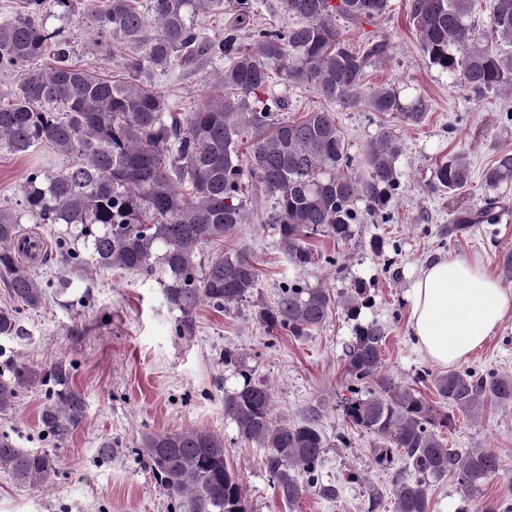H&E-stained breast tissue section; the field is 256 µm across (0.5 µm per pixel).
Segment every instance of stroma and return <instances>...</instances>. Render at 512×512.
I'll use <instances>...</instances> for the list:
<instances>
[{
  "label": "stroma",
  "instance_id": "1",
  "mask_svg": "<svg viewBox=\"0 0 512 512\" xmlns=\"http://www.w3.org/2000/svg\"><path fill=\"white\" fill-rule=\"evenodd\" d=\"M391 3L383 18L345 30L344 36L359 51L369 40L384 39L387 55L367 69L366 87L388 83L400 87L405 96H422L429 104L427 116L413 126L361 107L337 115L355 158H362L381 125L393 127L400 138L402 184L389 206V223L375 224L365 217L354 225L348 241L308 239L322 260L299 270L289 265L266 222L273 199L256 184H248L243 192L251 219L225 238L224 247L249 254L260 270L258 286L248 302L234 307L201 305L197 331L190 337L176 334V314L166 306L156 279L97 269L89 280H73L71 288L59 291V282L71 275L57 249L65 225H23V232L45 240L39 262L31 267L45 301L35 311L16 304L7 277L0 274V309L15 310L23 330L18 337H0V380L10 379L20 365L39 373L61 362L72 365L73 383L87 402V417L70 435L56 438L41 423L51 384L19 389L14 409L0 414V437L19 448L52 454L58 461L57 473L49 483L21 486L0 468V512H174L170 497L146 464L141 440L148 432L188 427L223 438L239 474L247 512H364L371 491L390 495L392 477L402 462L387 469L377 466L372 437L351 428L339 407L346 392L343 347L352 335V322L338 311L319 330L296 338L284 331L267 332L259 312L294 281L322 284L338 295L355 283H365L370 302L360 319L379 321L387 329L384 372L404 385L418 383L431 400V382H419L418 376L439 373L441 367L419 349L411 332L408 292L415 278L427 264L450 256L482 259L498 278L503 254L512 252V222L480 224L459 236L442 233L457 208L482 206L479 184L455 199L426 190L434 164L457 151L468 153L478 177L501 151L512 149V121L503 114L504 108L512 109V100H472L459 82L423 55L410 22L409 0ZM43 20L60 28L73 61L108 79L119 73L122 48L99 49L80 23L62 26L49 13ZM216 71L213 65L194 72L178 69L155 76L154 82L177 108L189 110L210 100ZM37 166L53 172L63 162L46 147L20 157L0 151V206H18L21 186ZM376 236L385 242L379 256L368 249ZM332 255L338 257V267L327 264ZM228 351L238 355V364H225ZM459 367L512 374V313ZM245 372L270 385L276 419L297 423L316 414L327 439L319 481L337 487L336 497L312 490L293 505L279 500L262 463V449L242 441L224 414V393L236 388ZM341 434L349 437V446L339 444ZM444 437L453 448L495 452L500 468L473 498L456 475L433 482L430 512L512 506V404L486 406L475 419L456 415ZM106 442L112 446L108 454L101 450Z\"/></svg>",
  "mask_w": 512,
  "mask_h": 512
}]
</instances>
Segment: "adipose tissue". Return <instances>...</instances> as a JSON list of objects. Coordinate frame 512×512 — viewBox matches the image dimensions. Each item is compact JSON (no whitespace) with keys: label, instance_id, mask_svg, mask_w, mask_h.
Here are the masks:
<instances>
[{"label":"adipose tissue","instance_id":"adipose-tissue-1","mask_svg":"<svg viewBox=\"0 0 512 512\" xmlns=\"http://www.w3.org/2000/svg\"><path fill=\"white\" fill-rule=\"evenodd\" d=\"M408 300L421 349L444 366L465 360L512 312V292L479 260L458 256L422 269Z\"/></svg>","mask_w":512,"mask_h":512}]
</instances>
